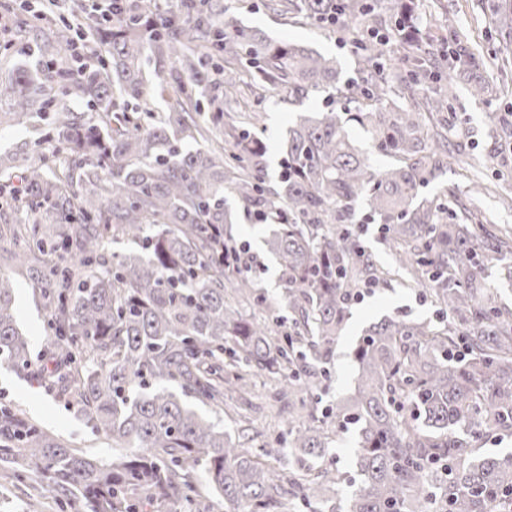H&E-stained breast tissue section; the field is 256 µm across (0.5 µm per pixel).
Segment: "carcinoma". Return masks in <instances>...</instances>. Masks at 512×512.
<instances>
[{
  "label": "carcinoma",
  "instance_id": "1",
  "mask_svg": "<svg viewBox=\"0 0 512 512\" xmlns=\"http://www.w3.org/2000/svg\"><path fill=\"white\" fill-rule=\"evenodd\" d=\"M414 0H390L403 36L360 43L373 63L366 77L341 81L336 60L224 18L222 0H115L91 34L104 51L72 66L82 28L51 20L42 48L60 58V94L85 104L46 117L32 152L0 155V210L15 214L14 259L35 270L49 318L43 368L74 398L87 422L112 441L98 461L58 441L15 409L0 405V463L16 479L50 481L60 512H204L201 481L224 512H512V452L481 454L489 437L512 435V307L487 288L486 271L512 256V233H494L487 217L419 195L453 157L448 124L449 71L484 65L445 15L447 54L418 56L404 35ZM285 18L327 30L342 22L373 31L369 0H265ZM397 76L414 101L391 95ZM168 93L166 110L147 107ZM321 93L327 106L299 113L282 142L277 178L269 176L258 128L264 103L300 105ZM38 74L19 68L0 82L9 121L28 122L49 97ZM354 108L338 110L336 99ZM355 122L381 171L351 143ZM216 142L189 149L186 141ZM232 194L259 224L284 284L288 317L246 321L240 309H271L250 274L256 260L238 245L225 202ZM366 201L394 266L373 267L349 227ZM134 245L107 254L105 236ZM241 247L234 263L226 251ZM402 272L433 297L438 320L389 317L353 350L355 392L317 419L313 388L330 360L360 284L374 287ZM25 370L30 343L16 322L9 277L0 274V366ZM280 376L301 416L269 444L232 438L200 415L224 392L249 390L248 372ZM357 428L354 466L360 486L338 496L344 475L328 455L326 421ZM299 448L319 460L270 470L267 459ZM347 131L353 144L362 152L370 155L376 167L384 169L390 165V160L388 158L378 155L376 153L371 154V134L365 128L354 123H349L347 125Z\"/></svg>",
  "mask_w": 512,
  "mask_h": 512
}]
</instances>
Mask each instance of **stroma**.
<instances>
[{
    "label": "stroma",
    "mask_w": 512,
    "mask_h": 512,
    "mask_svg": "<svg viewBox=\"0 0 512 512\" xmlns=\"http://www.w3.org/2000/svg\"><path fill=\"white\" fill-rule=\"evenodd\" d=\"M231 15L239 22L257 28L275 40L288 39L309 45L325 56L335 58L342 78L356 76L360 55L356 48V35L343 26L327 32L316 26L297 20L284 21L268 11L263 0H231ZM483 0H416L414 20L426 34L423 44L431 51L445 42V30L440 27L444 12L455 13L458 26L469 35V45L482 54L496 56L504 61L505 70H497L488 64L479 68V78L489 82L492 92L486 100L470 99L465 88L470 81L468 74L456 75L459 90L454 111L448 121L452 125L451 138L465 148L464 161L452 168L443 169L422 194L426 197L448 195L467 198L474 177H481L487 186H495L496 174L504 160L512 158V145L500 140L492 120L493 114L512 113V34H499L495 40H487L485 29L488 20L483 14ZM8 31L1 40L9 43V50H0V77H7L15 68L27 66L42 68L47 64L38 53L41 45L42 25L26 12H15L7 17ZM325 107V99L316 96L295 107L285 102L267 101L264 112L265 138L268 142L270 174H277L282 159L281 143L298 112H317ZM271 231L270 226L258 224L246 215H239L232 232L240 240L250 243L251 251L258 260L255 278L261 289L272 299L280 314H287L280 293V280L276 260L263 246V239ZM13 244L10 239H0V272L9 276L14 285V311L17 320L33 343L31 362L40 366L48 313L41 294L30 274L19 271L11 257ZM437 304L424 288L410 286L400 276L376 288L362 301L352 303L350 317L334 347L328 366L329 376L318 390V411L336 405L349 398L355 388V364L353 347L372 324L387 316H398L407 321L434 319ZM277 379L275 375L258 371L252 377L253 397L249 414L251 428L263 436H274L288 426L287 418L271 417L266 402ZM0 403L12 406L28 418L47 429L55 437L73 447L87 449L103 461L112 458V443L96 434L76 407L69 404L57 391L49 389L37 375H25L0 368ZM41 494L48 512H55L56 493L49 482L34 484L29 480L0 479V512H24L32 494Z\"/></svg>",
    "instance_id": "35a3bbf8"
}]
</instances>
